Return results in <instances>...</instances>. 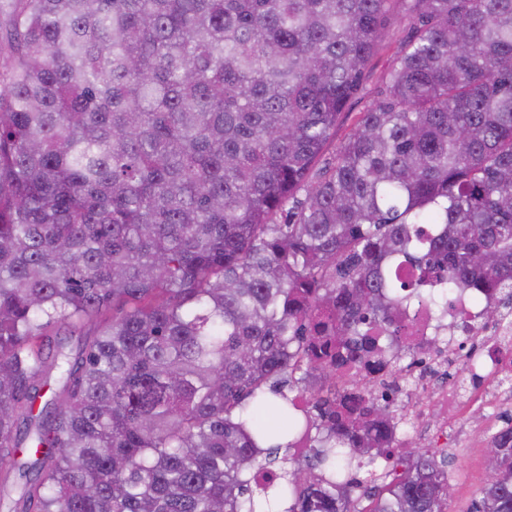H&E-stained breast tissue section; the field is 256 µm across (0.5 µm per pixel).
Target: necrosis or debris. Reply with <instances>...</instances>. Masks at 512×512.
Returning a JSON list of instances; mask_svg holds the SVG:
<instances>
[{
  "label": "necrosis or debris",
  "mask_w": 512,
  "mask_h": 512,
  "mask_svg": "<svg viewBox=\"0 0 512 512\" xmlns=\"http://www.w3.org/2000/svg\"><path fill=\"white\" fill-rule=\"evenodd\" d=\"M481 310L465 291L449 297L447 313L420 318L413 357L397 373L376 379L374 390L402 397L408 410L444 416L458 405L444 380L455 364L468 373L475 402L512 406V390L502 386L504 376L512 375V313L487 318Z\"/></svg>",
  "instance_id": "1"
}]
</instances>
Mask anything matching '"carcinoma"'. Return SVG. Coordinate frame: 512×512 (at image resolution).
<instances>
[{
    "label": "carcinoma",
    "mask_w": 512,
    "mask_h": 512,
    "mask_svg": "<svg viewBox=\"0 0 512 512\" xmlns=\"http://www.w3.org/2000/svg\"><path fill=\"white\" fill-rule=\"evenodd\" d=\"M392 2L0 0V512H448V457L387 453L337 371L512 304V0H402L317 170ZM489 446L470 512H512ZM409 33L410 25L405 19L401 2H393L389 23L386 27V35L370 61L363 87L349 101L345 109V112L349 113L342 115L336 139L327 146L323 159L333 155L345 129L360 112H365L377 99L378 92L383 87V78L394 63L397 48L408 37Z\"/></svg>",
    "instance_id": "carcinoma-1"
}]
</instances>
